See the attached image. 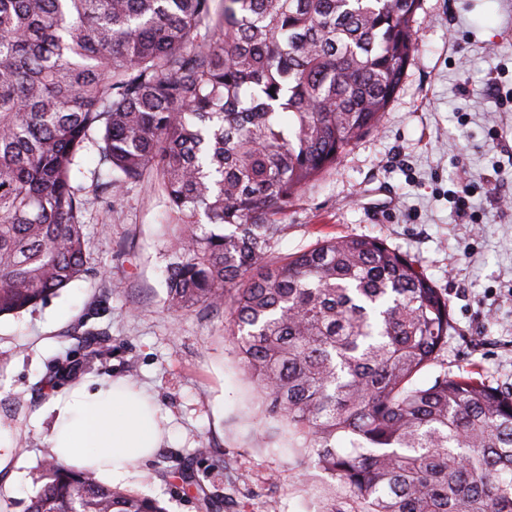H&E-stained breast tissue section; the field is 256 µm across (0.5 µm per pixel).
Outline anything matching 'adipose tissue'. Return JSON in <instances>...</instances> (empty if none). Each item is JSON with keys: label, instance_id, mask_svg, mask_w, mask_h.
I'll list each match as a JSON object with an SVG mask.
<instances>
[{"label": "adipose tissue", "instance_id": "adipose-tissue-1", "mask_svg": "<svg viewBox=\"0 0 512 512\" xmlns=\"http://www.w3.org/2000/svg\"><path fill=\"white\" fill-rule=\"evenodd\" d=\"M50 410L52 458L65 467L95 471L105 484L127 477L138 460L155 452L163 434L158 408L121 379L68 388Z\"/></svg>", "mask_w": 512, "mask_h": 512}]
</instances>
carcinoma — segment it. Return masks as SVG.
<instances>
[{"instance_id":"carcinoma-1","label":"carcinoma","mask_w":512,"mask_h":512,"mask_svg":"<svg viewBox=\"0 0 512 512\" xmlns=\"http://www.w3.org/2000/svg\"><path fill=\"white\" fill-rule=\"evenodd\" d=\"M0 0V317L87 271L88 145L106 187L155 175L166 310L222 307L267 420L323 478L322 512H512V392L418 376L448 298L368 237L271 256L297 194L377 127L420 0ZM99 132V137L92 136ZM29 512H166L44 464Z\"/></svg>"}]
</instances>
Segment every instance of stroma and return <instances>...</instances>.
Returning <instances> with one entry per match:
<instances>
[{"label": "stroma", "mask_w": 512, "mask_h": 512, "mask_svg": "<svg viewBox=\"0 0 512 512\" xmlns=\"http://www.w3.org/2000/svg\"><path fill=\"white\" fill-rule=\"evenodd\" d=\"M413 59L378 126L289 204L273 248L282 259L324 237L375 238L410 258L447 297L453 328L419 377L475 370L512 390V0H421ZM95 149L75 184L86 277L36 307L0 317V422L18 445L0 470V512H27L46 482L54 397L88 381L127 379L169 420L152 458L116 486L199 512L190 470L217 512H317L320 472L285 433L257 441L255 389L224 311L164 308L170 262L166 198L152 177L111 201ZM468 191L472 218L452 191Z\"/></svg>", "instance_id": "stroma-1"}]
</instances>
